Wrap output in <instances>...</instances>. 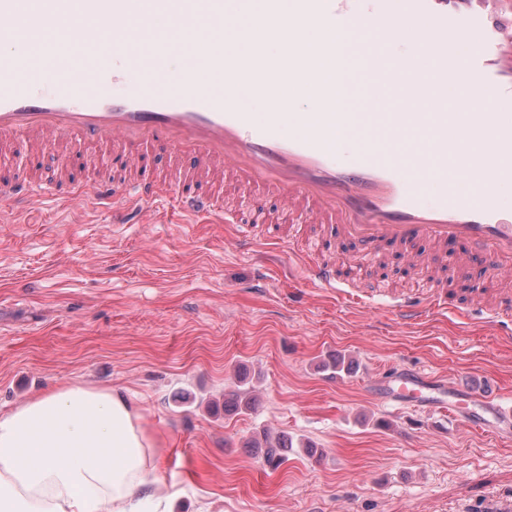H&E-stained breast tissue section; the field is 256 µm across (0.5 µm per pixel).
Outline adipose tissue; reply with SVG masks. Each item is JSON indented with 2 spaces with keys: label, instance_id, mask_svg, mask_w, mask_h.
Here are the masks:
<instances>
[{
  "label": "adipose tissue",
  "instance_id": "ef3b65f1",
  "mask_svg": "<svg viewBox=\"0 0 512 512\" xmlns=\"http://www.w3.org/2000/svg\"><path fill=\"white\" fill-rule=\"evenodd\" d=\"M231 50L250 43L262 57H325V34L299 42L228 24ZM164 437L122 394L63 384L0 413V512H169L157 476Z\"/></svg>",
  "mask_w": 512,
  "mask_h": 512
}]
</instances>
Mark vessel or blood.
I'll return each mask as SVG.
<instances>
[{"label": "vessel or blood", "mask_w": 512, "mask_h": 512, "mask_svg": "<svg viewBox=\"0 0 512 512\" xmlns=\"http://www.w3.org/2000/svg\"><path fill=\"white\" fill-rule=\"evenodd\" d=\"M366 12L361 0H264L261 26L286 28L291 37L304 29H324L329 13L349 20L339 54L325 58L310 73L320 99L333 92L331 72L341 66L349 105L342 112H255L248 98L280 100L297 81L295 64L226 51L220 40L224 23L239 17V0H112V12L95 27L72 37L60 30L45 54L0 52V144L20 136L66 141L86 147L113 146L109 167L70 184L79 203L111 208L114 222L155 204L175 202L187 214L224 216V193L242 184L277 194L289 207L303 210L315 224L331 225L334 236L317 247L288 246L305 262L309 284L339 283L337 238H353L373 250L426 240L439 252H452L461 265L481 258L489 272L470 296L471 309L485 312L489 299L506 305L492 312L496 322L512 321V294L500 283L512 271V214L498 196L512 184V0H376ZM31 11V0H0V37L15 18ZM143 15L160 36L146 54L124 37L126 22ZM420 25L418 44L432 66L430 86L412 82L410 72L383 62L386 35ZM184 27L197 39L186 70L165 68L176 44L163 31ZM39 72L53 89L32 88ZM225 76L223 91L208 79ZM127 85L113 95V84ZM478 86V100L462 97L455 107L467 111L463 128L452 125L447 110L413 111L410 103L447 98L449 86ZM290 132H283V125ZM344 128L365 144L347 160L338 157L334 132ZM429 135L430 150L400 156L392 144L407 128ZM476 140L477 153L462 143ZM163 143L175 155L193 160L194 178L173 183L157 176L143 144ZM58 182L10 176L0 180V206L13 208L54 197ZM444 310L439 296L427 303L402 295L396 314L416 323L423 308ZM380 397L426 410L449 407L472 427L486 431L512 424V407L500 408L492 396L459 390L446 379L412 369L397 370Z\"/></svg>", "instance_id": "obj_1"}]
</instances>
